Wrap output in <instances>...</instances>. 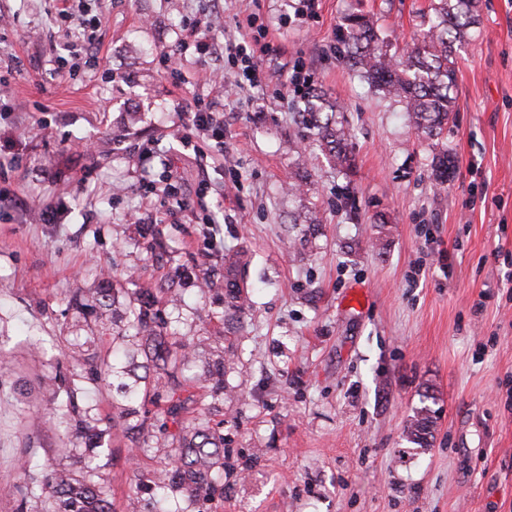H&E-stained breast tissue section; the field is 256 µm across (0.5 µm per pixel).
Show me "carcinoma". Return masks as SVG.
<instances>
[{
    "mask_svg": "<svg viewBox=\"0 0 512 512\" xmlns=\"http://www.w3.org/2000/svg\"><path fill=\"white\" fill-rule=\"evenodd\" d=\"M478 0H431L429 19L422 39L401 55L388 52V45L379 36L373 19L351 14L336 32L342 58L350 68L370 85L402 104L423 136L433 139L448 128L453 112V90L457 70L454 45L463 42L475 24ZM303 99L304 111L295 120L307 137L318 143L327 161L344 174L352 168L348 152L349 133L340 109L315 89ZM454 169L452 155L443 151L433 162L437 181L445 183ZM248 266L245 254L233 248L224 249V280L207 279L209 290L224 289V318L230 329L244 330L241 314L248 303L244 274ZM117 279L105 280L95 293L73 294L68 304L97 324H124L112 329V343L119 346L137 341L146 358L144 368H153L154 376H138L127 364L121 373L130 382L121 386L124 404L112 418V428L136 445L167 457L165 469L153 474L144 489L158 501L185 497L194 503L209 502L224 494L217 471L224 467V435L209 426L205 419L188 421L185 413L193 396H183L187 383L195 382L216 396L224 392L226 352L228 346L215 351L204 368L191 377L179 380L178 374L191 369L192 346L169 335L170 322L159 304L165 300L175 304L179 294L174 288H139L132 300L124 304V313L117 315L120 289ZM164 405V417L150 415L143 401ZM434 425L431 409L423 405L407 421L404 438L421 448L429 446ZM71 433L81 442L93 446L103 431L79 418L69 424ZM41 493L48 504L45 512H112L111 502L103 487L74 476L69 469L52 468L42 481Z\"/></svg>",
    "mask_w": 512,
    "mask_h": 512,
    "instance_id": "obj_1",
    "label": "carcinoma"
}]
</instances>
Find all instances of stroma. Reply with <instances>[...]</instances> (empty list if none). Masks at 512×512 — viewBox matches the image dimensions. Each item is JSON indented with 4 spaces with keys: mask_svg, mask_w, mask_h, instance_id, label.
<instances>
[{
    "mask_svg": "<svg viewBox=\"0 0 512 512\" xmlns=\"http://www.w3.org/2000/svg\"><path fill=\"white\" fill-rule=\"evenodd\" d=\"M295 4L221 0L209 39L271 18L264 79L225 107L223 146L185 147V113L219 89L191 61L170 78L161 50L208 0H87L103 18L90 63L62 0H0V94L17 106L0 119V512H43L26 491L46 463L105 487L114 512H153L137 487L164 459L109 433L111 376L69 358L111 361L112 329L67 302L107 272L176 288L172 331L206 356L224 343V300L199 278L223 277L228 247L247 249L252 291L223 396L197 394L226 448L206 512H512V0H479L438 139L336 50L344 17L365 13L406 52L430 0H318L302 18ZM294 69L341 105L349 174L303 139L298 86L279 77ZM304 171L310 190L288 195ZM56 207L61 223H41ZM307 209L317 234L293 221ZM424 403L420 448L403 431ZM76 415L103 429L100 447L66 434Z\"/></svg>",
    "mask_w": 512,
    "mask_h": 512,
    "instance_id": "1",
    "label": "stroma"
}]
</instances>
